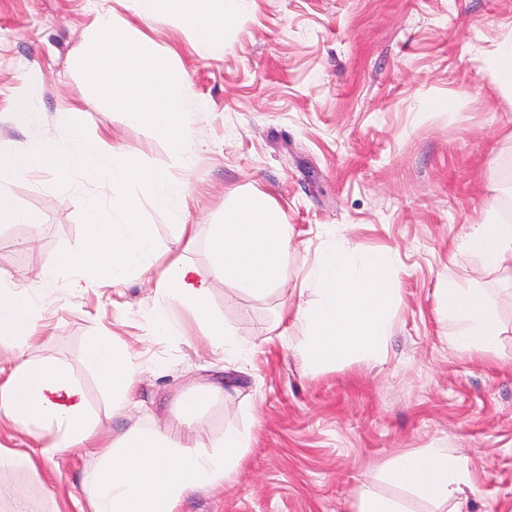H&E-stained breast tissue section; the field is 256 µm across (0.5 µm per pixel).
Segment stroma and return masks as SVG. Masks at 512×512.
Wrapping results in <instances>:
<instances>
[{
    "instance_id": "stroma-1",
    "label": "stroma",
    "mask_w": 512,
    "mask_h": 512,
    "mask_svg": "<svg viewBox=\"0 0 512 512\" xmlns=\"http://www.w3.org/2000/svg\"><path fill=\"white\" fill-rule=\"evenodd\" d=\"M112 8L181 71L192 99V164L125 107L87 92L72 65L99 12ZM512 37V0H254L224 33L220 59L204 57L171 15L142 20L121 0H0V158L32 141L68 144L96 136L146 164L167 168L188 191L196 240L152 207L169 256L207 271L209 225L224 206L259 190L281 209L294 237L284 269L303 278L334 230L367 251L397 254L390 336L379 358L353 357L311 372L292 347L299 324L278 322L296 295L255 298L208 281L213 312L236 344L213 351L180 303L166 307L176 333L153 331L156 272L70 287L64 263L85 239L81 199H97L95 178L46 167L17 175L16 205L30 224L0 223V277L43 272L45 326L34 360L67 364L98 426V446L136 423L191 431L198 451L234 429L250 437L243 466L216 492L186 497L178 512H352L362 489L394 496L406 512L433 504L378 480L390 461L446 448L466 461L468 512H512V275L482 270L461 241L488 209L512 221V86L496 76ZM39 87V116L17 125L12 112ZM76 107L79 117L62 113ZM481 289L493 306L498 352H459L437 307L446 282ZM115 337L137 364L138 406L112 402L85 360L88 337ZM214 386L216 398L185 424L179 397ZM89 466L72 448L18 471L0 491V512H79L74 499Z\"/></svg>"
}]
</instances>
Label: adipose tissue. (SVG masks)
<instances>
[{"label":"adipose tissue","mask_w":512,"mask_h":512,"mask_svg":"<svg viewBox=\"0 0 512 512\" xmlns=\"http://www.w3.org/2000/svg\"><path fill=\"white\" fill-rule=\"evenodd\" d=\"M143 19L177 11L182 29L204 55L224 54V29L246 15L253 0H127ZM75 64L86 85L110 101L127 106L145 125L167 140L173 155L190 163L194 151L183 130L199 108L182 74L159 59L150 42L117 22L99 16ZM52 164L62 173L79 171L100 177L101 193L111 196V211L84 201L85 243L67 256L76 272L73 287L106 278L123 281L131 272L159 268L157 290L186 306L202 326L211 347L224 351L234 331L217 320L207 297V279L233 283L256 296L284 291L283 267L293 231L279 207L264 193L236 196L224 209L223 223L211 228L212 259L208 273L174 260L162 263L150 225L141 219L143 201L184 223L186 189L168 170L147 165L106 138L64 147L52 140L33 141L26 152L0 162V223L33 222L34 214L17 208L10 184L16 174ZM464 244L477 253L484 268L512 272V224L488 210ZM393 251L370 252L332 239L315 256L296 293L298 303L286 317L300 323L303 339L296 347L304 368L318 370L353 357L379 356L389 336L386 311L396 281ZM439 301L453 324L450 345L459 351L495 352L496 331L482 297L456 285L440 289ZM41 305L35 286L15 288L0 280V344L14 348L12 365L0 380V419L52 438L50 448L90 449L93 467L86 473L79 512H178L190 493L214 490L235 475L245 458L249 437L226 431L220 450L189 452L163 428L131 426L115 442L95 448L96 421L84 393L66 365L28 360L26 351L40 334L34 319ZM87 361L99 374L121 409L135 398L137 367L128 349L110 336L87 340ZM380 479L404 486L417 496L443 504L452 491L470 485L471 472L444 448H428L385 466Z\"/></svg>","instance_id":"ef3b65f1"}]
</instances>
